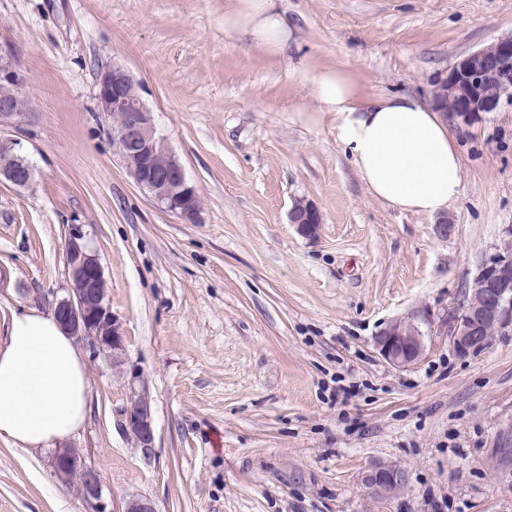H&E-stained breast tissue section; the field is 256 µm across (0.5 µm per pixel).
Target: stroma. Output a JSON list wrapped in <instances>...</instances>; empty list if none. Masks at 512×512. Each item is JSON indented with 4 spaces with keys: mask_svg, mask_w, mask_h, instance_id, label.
Segmentation results:
<instances>
[{
    "mask_svg": "<svg viewBox=\"0 0 512 512\" xmlns=\"http://www.w3.org/2000/svg\"><path fill=\"white\" fill-rule=\"evenodd\" d=\"M297 43L269 57L224 35V0H0V46L27 78L18 136L38 176L0 184V337L69 287L70 225L98 255L119 354L86 353L91 403L69 440L107 512H512V322L458 357L445 323L479 264L512 242V105L456 129L462 185L434 216L371 197L314 111L321 68L372 94L432 91L512 35V0H281ZM128 70L199 193L195 222L127 175L97 75ZM323 214L317 238L293 202ZM416 316L427 351L392 368L374 338ZM154 443L122 427L131 377ZM47 449L0 441V512H89ZM392 461L387 503L358 477ZM289 223L303 236L314 238L318 235L323 216L310 202L296 201L289 212ZM367 494L378 501H388L408 483V472L395 462H375L359 474Z\"/></svg>",
    "mask_w": 512,
    "mask_h": 512,
    "instance_id": "1",
    "label": "stroma"
}]
</instances>
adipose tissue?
Segmentation results:
<instances>
[{
    "label": "adipose tissue",
    "mask_w": 512,
    "mask_h": 512,
    "mask_svg": "<svg viewBox=\"0 0 512 512\" xmlns=\"http://www.w3.org/2000/svg\"><path fill=\"white\" fill-rule=\"evenodd\" d=\"M224 34L268 55L296 40L276 0H224ZM311 121L331 120L369 194L401 211L444 212L458 196L462 163L438 107L401 94H368L351 72L322 70ZM90 389L83 355L54 315L14 313L0 340V439L52 448L82 427Z\"/></svg>",
    "instance_id": "ef3b65f1"
}]
</instances>
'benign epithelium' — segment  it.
<instances>
[{
  "instance_id": "1",
  "label": "benign epithelium",
  "mask_w": 512,
  "mask_h": 512,
  "mask_svg": "<svg viewBox=\"0 0 512 512\" xmlns=\"http://www.w3.org/2000/svg\"><path fill=\"white\" fill-rule=\"evenodd\" d=\"M0 81L20 91L25 75L10 51L0 47ZM136 81L122 66L114 64L103 70L97 83V107L103 116L124 119V125L113 126V146L136 186L160 208L183 219H195L199 207L198 193L190 185L183 166L172 155L159 134L151 110L142 98L129 94ZM444 88L434 94L442 104V95L464 91L463 99L447 113L449 122L470 125L482 112H493L501 104H512V38L471 51L461 57L449 75L442 80ZM27 113L16 111L13 101L0 100V128L18 127ZM35 169L24 155L21 142L0 136V182L27 189L34 181ZM289 223L303 236L318 235L323 216L310 202L297 201L289 212ZM85 234L77 224L69 229L67 269L71 288L55 300L53 314L77 341L86 343L91 352H115L122 338L112 318L103 269L95 253L84 241ZM512 321V257L494 255L478 267L471 284L465 288L462 301L448 320L449 343L460 357H466L485 346L489 329ZM378 354L390 366L409 369L426 351L425 338L418 335L412 318L390 321L374 338ZM123 427L133 434L143 448L154 441L153 417L146 391L132 392L122 409ZM56 476L68 477L79 469L84 474L83 499L91 504L100 501L102 487L99 474L85 465L82 458L65 449L51 455ZM367 494L378 501H388L408 483V472L395 462H375L359 474Z\"/></svg>"
}]
</instances>
